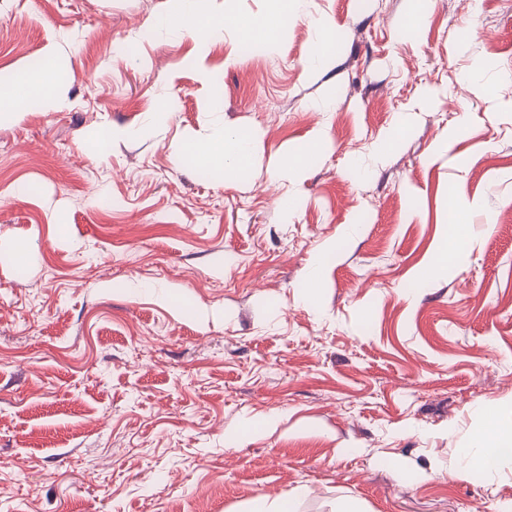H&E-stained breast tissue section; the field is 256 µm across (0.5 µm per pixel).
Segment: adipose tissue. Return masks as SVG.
<instances>
[{
	"label": "adipose tissue",
	"instance_id": "ef3b65f1",
	"mask_svg": "<svg viewBox=\"0 0 512 512\" xmlns=\"http://www.w3.org/2000/svg\"><path fill=\"white\" fill-rule=\"evenodd\" d=\"M274 2L278 8L277 18L233 15L229 22L241 31L246 42H274L280 33L283 16L291 11L292 0ZM56 78L55 61L44 58L40 67L33 70L20 85L0 88V112L15 109L20 102L48 96ZM185 149L201 165L244 171L251 169L254 164L255 139L250 132L235 129L225 132L221 140L208 144L186 143ZM508 454L512 455V408L487 417L483 430L471 438L466 448L460 449L459 458L468 471L488 474Z\"/></svg>",
	"mask_w": 512,
	"mask_h": 512
}]
</instances>
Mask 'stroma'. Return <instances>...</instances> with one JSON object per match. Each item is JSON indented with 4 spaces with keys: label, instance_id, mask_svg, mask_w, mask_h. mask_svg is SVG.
Returning a JSON list of instances; mask_svg holds the SVG:
<instances>
[{
    "label": "stroma",
    "instance_id": "obj_1",
    "mask_svg": "<svg viewBox=\"0 0 512 512\" xmlns=\"http://www.w3.org/2000/svg\"><path fill=\"white\" fill-rule=\"evenodd\" d=\"M413 7L294 0L246 57L170 0H0V84L61 67L0 122V512L512 503V457L457 456L512 406V0H431L409 36ZM228 128L254 167L204 179L182 146ZM453 208L462 260L424 280ZM318 142V139H313L311 143L303 145L289 155L287 154L286 156L274 161L270 166V170L277 174H279L284 168L294 169L299 172L307 166L308 162L316 153Z\"/></svg>",
    "mask_w": 512,
    "mask_h": 512
}]
</instances>
